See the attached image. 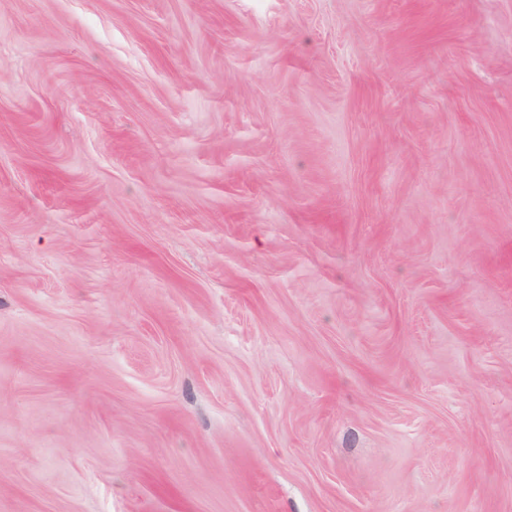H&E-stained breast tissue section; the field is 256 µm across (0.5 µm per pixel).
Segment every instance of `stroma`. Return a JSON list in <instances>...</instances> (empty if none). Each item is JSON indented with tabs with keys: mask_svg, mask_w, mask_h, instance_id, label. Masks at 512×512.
<instances>
[{
	"mask_svg": "<svg viewBox=\"0 0 512 512\" xmlns=\"http://www.w3.org/2000/svg\"><path fill=\"white\" fill-rule=\"evenodd\" d=\"M0 512H512V0H0Z\"/></svg>",
	"mask_w": 512,
	"mask_h": 512,
	"instance_id": "35a3bbf8",
	"label": "stroma"
}]
</instances>
